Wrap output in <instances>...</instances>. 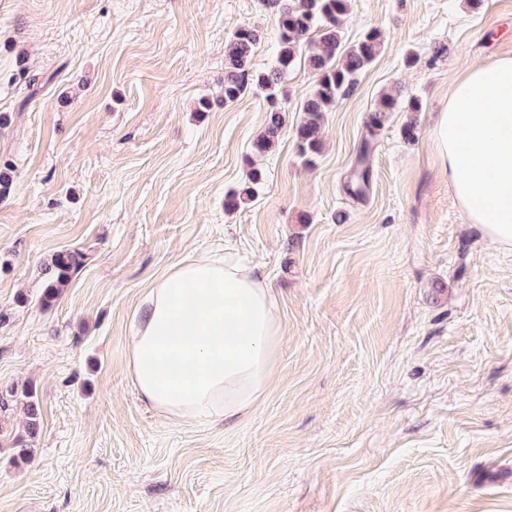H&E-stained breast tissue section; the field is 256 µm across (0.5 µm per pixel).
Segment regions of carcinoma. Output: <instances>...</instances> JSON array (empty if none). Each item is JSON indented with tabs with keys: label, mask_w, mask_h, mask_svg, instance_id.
Segmentation results:
<instances>
[{
	"label": "carcinoma",
	"mask_w": 512,
	"mask_h": 512,
	"mask_svg": "<svg viewBox=\"0 0 512 512\" xmlns=\"http://www.w3.org/2000/svg\"><path fill=\"white\" fill-rule=\"evenodd\" d=\"M278 4V51L274 66L266 72H255L252 59L259 34L252 27H240L232 37V47L224 59V103L237 101L250 91H259L267 103L264 128L252 144L258 154L269 152L277 143L286 124L285 111L279 104L280 86L283 79L298 62L318 75L317 87L302 104V118L295 136L299 155L307 158L320 149V130L323 113L347 96L358 83V77L379 55L383 47L382 32L376 27L364 31L358 41L344 44L343 29L351 10L350 0H276ZM417 97L406 99L396 94H383L368 123L369 134L360 147L357 159V175L352 193L361 194L369 184V171L363 163L372 149L376 130L383 125L391 112H419ZM261 174L252 171L247 181L235 193L228 196L224 207L229 211L240 209L253 201ZM86 260L82 253L55 255L54 275L49 280L42 297L43 304L51 303L68 282L69 274ZM26 406V430L28 438L13 441L15 457L25 461L32 458L33 448L29 439L40 428V411L35 393L28 389L11 391L9 397L0 396V413L9 410L14 398Z\"/></svg>",
	"instance_id": "carcinoma-1"
}]
</instances>
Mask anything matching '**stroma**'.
<instances>
[{
	"label": "stroma",
	"mask_w": 512,
	"mask_h": 512,
	"mask_svg": "<svg viewBox=\"0 0 512 512\" xmlns=\"http://www.w3.org/2000/svg\"><path fill=\"white\" fill-rule=\"evenodd\" d=\"M277 21L273 0H0V393L41 411L27 463L22 404L0 418V512H512V247L467 223L431 138L455 77L512 58V0H351L345 43L377 27L384 48L308 161L304 66L268 153L261 93L216 103L234 31L258 30L265 71ZM384 93L418 96L419 136L391 113L356 197ZM254 168L255 200L225 210ZM66 251L87 259L43 305ZM224 252L277 301L276 379L237 423L171 422L129 381L134 316L156 278Z\"/></svg>",
	"instance_id": "35a3bbf8"
}]
</instances>
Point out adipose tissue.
<instances>
[{
	"mask_svg": "<svg viewBox=\"0 0 512 512\" xmlns=\"http://www.w3.org/2000/svg\"><path fill=\"white\" fill-rule=\"evenodd\" d=\"M433 137L468 223L512 246V58L466 69ZM282 336L276 302L253 269L196 257L144 293L126 345L128 376L171 421L235 423L265 399Z\"/></svg>",
	"mask_w": 512,
	"mask_h": 512,
	"instance_id": "obj_1",
	"label": "adipose tissue"
}]
</instances>
